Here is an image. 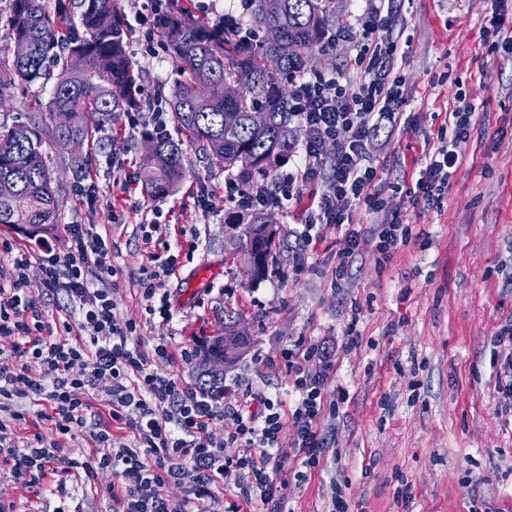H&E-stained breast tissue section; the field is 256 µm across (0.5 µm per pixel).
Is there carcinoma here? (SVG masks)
<instances>
[{"label": "carcinoma", "instance_id": "obj_1", "mask_svg": "<svg viewBox=\"0 0 512 512\" xmlns=\"http://www.w3.org/2000/svg\"><path fill=\"white\" fill-rule=\"evenodd\" d=\"M332 2L250 0L254 24L263 31L278 28L280 46L265 38L245 43L224 28V21H203L187 10L158 13L157 36L183 75L172 89L170 109L187 140L202 144L212 161L226 171L238 170L247 183L268 178L290 147V78L327 50ZM71 8V0H56L52 12L43 0H11L14 49L11 56L0 58V101L18 87L50 83L49 118L62 110L68 113V125L53 126V137L84 142L110 125L113 113L140 112L143 103L135 95L136 64L126 49L127 27L117 0H79L75 18ZM77 53L85 58L79 70L70 65ZM227 84L237 86V98L224 96ZM255 110L269 113L267 127L248 125L247 114ZM229 111L239 114V123H224ZM45 135L38 124H0V224L36 233L57 223V188L42 151ZM147 142L154 147L155 158L138 177L148 196L163 198L182 180V142L165 134ZM225 221L243 225L241 249L259 256L248 275L264 278L274 235L255 228L262 216L246 222L231 212ZM222 358L224 337L214 336L201 354V366Z\"/></svg>", "mask_w": 512, "mask_h": 512}]
</instances>
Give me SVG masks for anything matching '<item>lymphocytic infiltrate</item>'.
<instances>
[{"mask_svg":"<svg viewBox=\"0 0 512 512\" xmlns=\"http://www.w3.org/2000/svg\"><path fill=\"white\" fill-rule=\"evenodd\" d=\"M364 2L357 78L346 83L317 77L292 82L290 110L304 133L294 173L275 192L264 186L245 189L231 180L225 183L226 195L252 210L296 199L304 186L326 180V191L296 238L306 248L314 242V229L342 230L348 257L361 241L353 224L356 207L382 209L378 192L382 171L365 160L372 132L366 117L375 114L395 121L405 102L404 78L390 66L401 51L399 40L391 35L395 0ZM474 115L466 101L450 112L436 148L408 192L412 202H440L459 162L454 147L469 136ZM329 141L336 145L330 157L323 151ZM67 231L74 242L72 250L61 255L41 242L39 264L46 295L65 294L78 312L77 323H64L60 334L44 335L42 313L26 291V255L15 257L12 283L0 288V338L13 341L12 363L0 364V462L8 465L11 479L37 484L51 475L61 492L69 476L90 477L95 469L108 468L116 477L109 489L115 512H193V503L211 499L225 469L234 467L243 474L240 490L245 503L282 512L283 487L274 474L283 449L292 448L302 466L311 469L319 466L323 449L330 445L321 422L325 414L335 413L337 405L326 402L323 394V347L312 343L281 352L299 395L290 410L278 398L264 394L251 402L224 405L210 390L157 376L150 369L151 359L168 357V348L160 343L144 350L133 341L136 322L117 320L106 286L116 270L104 239L83 224L68 225ZM149 260L139 280L145 311L171 320L168 303H155L154 298L175 274L177 260L157 253ZM99 393L109 397L110 408L107 422H96L93 440L108 441L115 428L132 434L111 455L66 457L59 443H45L40 436L26 447L17 445L15 422L20 415L14 406L18 402L40 406V418L50 421L57 435L68 436L86 426L89 400ZM288 419L294 428L290 436L283 431ZM226 420L232 423L230 431L223 438L214 437V424ZM231 447L237 448V455L225 456V449ZM185 482L191 485L189 499L173 500L165 494L167 485Z\"/></svg>","mask_w":512,"mask_h":512,"instance_id":"f902f5d3","label":"lymphocytic infiltrate"}]
</instances>
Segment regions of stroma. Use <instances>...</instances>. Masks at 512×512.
<instances>
[{
  "mask_svg": "<svg viewBox=\"0 0 512 512\" xmlns=\"http://www.w3.org/2000/svg\"><path fill=\"white\" fill-rule=\"evenodd\" d=\"M136 28L128 52L138 64L149 104L169 98L180 74L152 25L151 0H118ZM512 18V0H398L394 27L405 54L395 62L405 77L403 118L366 146L382 170L384 213L354 212L362 228L403 212L414 235L389 261L371 243L353 256L343 280L334 271L343 237L328 229L299 250L293 232L308 199L268 208L277 231L275 262L253 281L224 232L227 174L201 145L183 143V180L172 194L152 199L137 172L145 156L142 133L151 117L113 114L104 148L93 149L94 201L73 176L72 148L45 137L58 186V222L44 233L0 225V272L13 252L28 254V295L40 302L53 333L70 315L67 299L43 302L40 239L57 252L72 249L68 225L92 226L106 241L117 269L112 297L119 320H135L144 349L158 342L172 352L195 346L231 322L247 333L245 354L224 370V401L251 391L294 405L297 395L282 351L301 341L329 355L326 399L346 397L325 419L334 443L318 469L299 478V460L284 449L276 478L286 512H328L331 484L342 487L351 512H512V413L503 414L498 373L511 347L499 343L512 324V57L482 36L497 14ZM352 40L341 38L317 55L308 74L354 78ZM474 105L470 137L456 146L460 163L440 204L411 205L406 191L424 166L457 95ZM160 225L162 239L181 252L162 292L171 323L149 318L137 279L150 252L141 227ZM111 471L93 482L68 481L61 498L53 479L29 487L0 477V502L18 512H56L60 502L79 512H113L106 488Z\"/></svg>",
  "mask_w": 512,
  "mask_h": 512,
  "instance_id": "35a3bbf8",
  "label": "stroma"
}]
</instances>
